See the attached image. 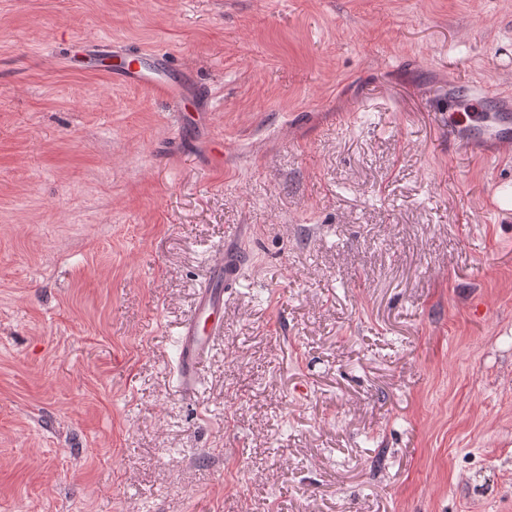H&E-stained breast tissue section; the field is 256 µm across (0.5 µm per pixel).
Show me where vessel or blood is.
<instances>
[{"mask_svg":"<svg viewBox=\"0 0 512 512\" xmlns=\"http://www.w3.org/2000/svg\"><path fill=\"white\" fill-rule=\"evenodd\" d=\"M113 82L151 88L172 104L185 98L183 81L177 77L170 54L165 50L153 52L147 66L123 65L111 72ZM512 139V128L501 115H493L487 125L484 140L492 144L486 157L496 160L499 148ZM243 256L236 247H225L212 264L214 284L202 289L191 316L182 325L177 338L179 381L185 391L195 390L209 361L215 340L223 332L224 291L234 284L241 273Z\"/></svg>","mask_w":512,"mask_h":512,"instance_id":"vessel-or-blood-1","label":"vessel or blood"}]
</instances>
